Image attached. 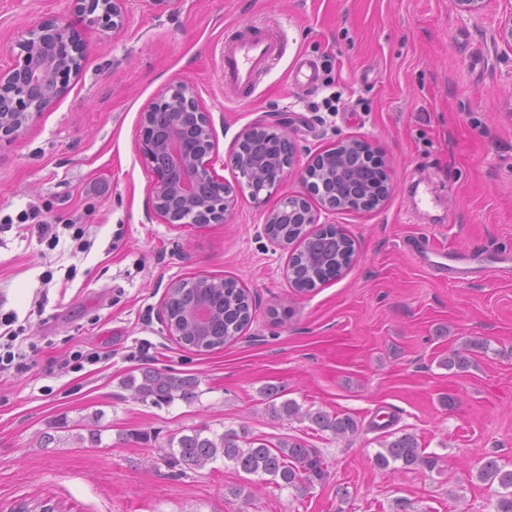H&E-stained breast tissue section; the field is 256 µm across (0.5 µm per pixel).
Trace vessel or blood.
Here are the masks:
<instances>
[{
    "mask_svg": "<svg viewBox=\"0 0 512 512\" xmlns=\"http://www.w3.org/2000/svg\"><path fill=\"white\" fill-rule=\"evenodd\" d=\"M274 51L271 42L249 39L236 44L224 56L226 89L251 83L258 69L269 60ZM414 253L431 271L452 281L473 278L499 277L512 274V255L499 253L491 257L446 255L421 245H414Z\"/></svg>",
    "mask_w": 512,
    "mask_h": 512,
    "instance_id": "1",
    "label": "vessel or blood"
}]
</instances>
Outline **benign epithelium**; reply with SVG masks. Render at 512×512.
<instances>
[{
	"mask_svg": "<svg viewBox=\"0 0 512 512\" xmlns=\"http://www.w3.org/2000/svg\"><path fill=\"white\" fill-rule=\"evenodd\" d=\"M81 23L103 31H115L124 17L126 0H73ZM10 52L13 63L0 70V139L22 133L41 112L67 92L64 77L82 65L83 50L70 24L34 22L15 36ZM273 137L288 144L286 156L268 151L253 161L239 157L242 145L254 138ZM137 148L152 174L149 205L165 224H222L233 209L234 197L213 168L214 131L210 113L200 105L195 88L187 83L175 87L169 96L150 104L142 113ZM360 153L380 169L386 163L373 145L361 138L345 137L319 153L312 165H319V178L310 176L311 165L301 171L319 198L314 209L305 197L290 194L280 205L263 214V232L274 247L286 249L288 238L274 235L278 224H302L313 233L323 228L321 215L336 210H354L347 201L346 188L331 189L349 158ZM234 165L245 179L252 199L281 182L295 162V148L288 123H255L240 133L233 153ZM392 191L389 178L369 190H358V207L371 210L383 205Z\"/></svg>",
	"mask_w": 512,
	"mask_h": 512,
	"instance_id": "1",
	"label": "benign epithelium"
}]
</instances>
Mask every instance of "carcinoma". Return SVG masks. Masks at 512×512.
Here are the masks:
<instances>
[{
	"label": "carcinoma",
	"instance_id": "carcinoma-1",
	"mask_svg": "<svg viewBox=\"0 0 512 512\" xmlns=\"http://www.w3.org/2000/svg\"><path fill=\"white\" fill-rule=\"evenodd\" d=\"M280 231L289 239L299 241V250L289 259L294 284L309 291L325 281L339 276L350 264L354 244L342 229H324L307 234L301 224H282ZM209 303L213 318L209 330L198 335L185 329L179 341L196 351L220 349L233 340L252 318L249 293L232 279L208 288H189L169 295L166 310L169 318L181 320L199 301ZM487 352L488 345L472 340L448 352L441 365L448 370L463 371L471 363L474 353ZM126 387L135 399L155 406L171 405L177 400L190 402L199 396V381L192 375L179 376L156 369L141 371V379L130 376ZM261 395L268 411L281 420H307L319 431H329L337 438H347L359 431L358 420L350 414L331 415L320 409L304 410L293 399L284 398V390L276 385L265 387ZM381 451L375 455V464L386 469L400 462L402 467L420 466L430 471L438 466L439 457L420 448L417 438L410 433L401 435L387 431L379 441ZM167 463L180 473L200 469L221 459L238 472L257 477L270 476L279 487L306 492L327 476V465L320 452L304 442L290 437L273 443L265 438L242 439L237 431L229 429L208 437L204 430L193 429L177 442H169L164 451ZM478 477L503 489L496 502L495 512H512V469L506 470L493 456L486 457L478 468Z\"/></svg>",
	"mask_w": 512,
	"mask_h": 512
}]
</instances>
